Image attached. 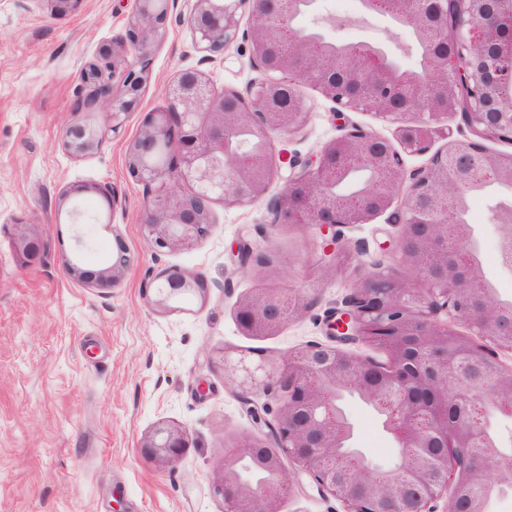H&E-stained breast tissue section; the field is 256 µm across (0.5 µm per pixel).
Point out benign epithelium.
I'll use <instances>...</instances> for the list:
<instances>
[{
  "instance_id": "benign-epithelium-1",
  "label": "benign epithelium",
  "mask_w": 512,
  "mask_h": 512,
  "mask_svg": "<svg viewBox=\"0 0 512 512\" xmlns=\"http://www.w3.org/2000/svg\"><path fill=\"white\" fill-rule=\"evenodd\" d=\"M50 14L79 10L83 0H45ZM299 0H194L191 32L204 59L213 60L243 40L249 61L263 78L242 93L218 94L200 70L179 74L166 88L165 105L147 113L127 145L130 176L143 186L146 204L142 233L156 253L188 251L206 235L217 202L248 206L262 200L278 177L273 140L298 134L307 106L292 96L298 78L313 85L342 112H370L397 125L401 149L358 125L323 147L319 156L292 162L270 225L303 224L322 239L317 263L341 270L356 260L343 245L344 229L374 215L392 214L397 226L381 250L397 256L416 275L414 286L388 270L357 281L343 308L329 320L333 344L314 343L273 359L252 362L224 353V373L235 381L261 435L241 436L224 451L213 493L224 512H282L294 492L288 467L308 477L318 492L341 501L345 512H483V500L512 485V454L488 435L493 419L512 414V367L499 359L512 353V318L477 277L478 242L470 225L448 218L466 209L467 197L488 182L512 185V154L490 152L485 140L512 141V10L500 0H364V8L412 31L423 51L418 71L401 73L381 45L314 41L293 27ZM178 0H137L124 41L102 45L79 75L74 110L78 119L63 131L73 155L98 148L105 134H118L140 103L149 79L148 57L166 37V22ZM250 25L241 29L240 19ZM106 109V125L93 120ZM461 119L473 138L431 151L433 124ZM163 165L149 163L161 146ZM431 153L428 162L408 169L405 156ZM351 164L367 169L360 197L336 190L340 172ZM190 186L185 192L182 185ZM498 226L500 263L512 268V222L492 209ZM18 254L36 262L41 241L19 221L12 225ZM238 267L266 268L271 256L251 242L236 244ZM132 257L121 237L108 264L90 271L67 265L68 275L88 285L117 283ZM163 281L152 304L205 290L199 275L176 267L161 270ZM316 290L253 292L238 302L237 322L249 336L278 332L312 308ZM462 323L472 341L450 328ZM371 342L390 355L385 366L338 347ZM355 389L385 419L397 448L394 467H378L350 449L353 427L337 404ZM262 391L276 407L259 402ZM454 417L448 420V402ZM190 447L189 433L161 422L141 444L142 454L159 464L179 460ZM262 471L256 484L245 464Z\"/></svg>"
}]
</instances>
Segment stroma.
<instances>
[{"label":"stroma","mask_w":512,"mask_h":512,"mask_svg":"<svg viewBox=\"0 0 512 512\" xmlns=\"http://www.w3.org/2000/svg\"><path fill=\"white\" fill-rule=\"evenodd\" d=\"M193 0H179L167 21L168 34L149 60L150 77L139 108L121 132L106 137L84 156L70 155L62 133L75 120L73 99L80 71L103 44L121 43L135 0H84L77 13L54 17L37 0H0V512H223L211 483L224 449L253 433L235 386L218 363L223 350L252 358L287 356L325 342V322L352 283L393 267L407 281L415 274L395 257H382L379 242L394 234L390 213L345 231L357 263L339 272L312 267L316 244L311 229L296 224L269 228L268 209L281 195L293 157L311 158L350 126L372 129L399 144L395 125L366 112L336 115L333 102L304 82V130L274 140L279 176L267 196L249 206L212 207L209 234L192 250L157 254L141 233L145 196L128 173L126 147L147 112L164 103L168 83L187 69L205 71L215 91H245L261 79L244 47L234 46L205 62L189 28ZM332 19L327 34L343 43H380L409 70L420 67L410 30L390 19L365 14L359 0H317L300 17L303 27ZM87 186L72 196L77 223L57 221L62 191ZM110 186L113 201L93 193ZM512 201V188L492 186L469 200L467 220L479 241L481 273L504 298H512V269L498 260V234L491 207ZM32 224L44 249L23 266L7 225ZM250 235L281 264L270 272L240 273L232 254ZM122 237L133 263L116 287L94 288L66 272L71 254L85 268L107 264L115 237ZM176 266L200 274L205 296L189 294L173 310L150 304L160 270ZM317 289V304L280 332L244 335L236 307L259 289ZM344 410L355 426L354 446L386 467L397 451L377 414L357 399ZM160 421L185 427L192 446L166 467L146 459L143 437ZM344 505L319 494L300 478L284 512H344Z\"/></svg>","instance_id":"35a3bbf8"}]
</instances>
